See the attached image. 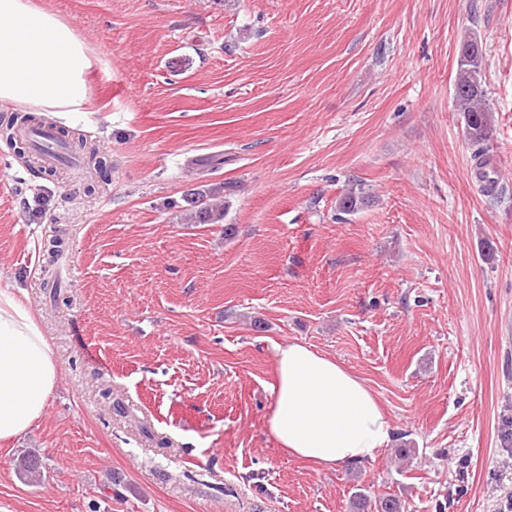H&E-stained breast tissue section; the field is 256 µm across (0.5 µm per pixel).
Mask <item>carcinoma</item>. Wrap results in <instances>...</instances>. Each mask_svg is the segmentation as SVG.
Here are the masks:
<instances>
[{"label": "carcinoma", "instance_id": "1", "mask_svg": "<svg viewBox=\"0 0 512 512\" xmlns=\"http://www.w3.org/2000/svg\"><path fill=\"white\" fill-rule=\"evenodd\" d=\"M484 56L481 43L468 37L461 42L458 69L454 80V107L463 114L465 138L476 147L474 159L478 164L482 190L493 194L496 181L490 177L494 120L487 104V91L484 88ZM33 121L31 116L13 117L0 123V136L14 139V129L19 124ZM216 190L210 188L194 194L188 204L192 224H218L224 220V205L215 202ZM369 201L362 191H352L341 201V208L347 213H355ZM18 469L28 482L38 484L44 477V467L30 455L18 461Z\"/></svg>", "mask_w": 512, "mask_h": 512}]
</instances>
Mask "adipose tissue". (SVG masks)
<instances>
[{"instance_id":"1","label":"adipose tissue","mask_w":512,"mask_h":512,"mask_svg":"<svg viewBox=\"0 0 512 512\" xmlns=\"http://www.w3.org/2000/svg\"><path fill=\"white\" fill-rule=\"evenodd\" d=\"M94 63L74 28L34 0H0V106L60 118L83 111ZM21 289L0 290V440L38 425L59 373L49 340ZM276 383L268 428L294 457L321 469L377 459L394 427L366 382L296 340L275 347Z\"/></svg>"}]
</instances>
